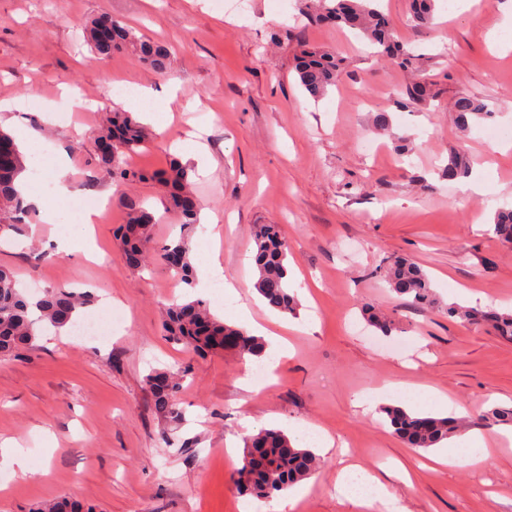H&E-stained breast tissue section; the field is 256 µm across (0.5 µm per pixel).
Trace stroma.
I'll return each mask as SVG.
<instances>
[{"label": "stroma", "mask_w": 512, "mask_h": 512, "mask_svg": "<svg viewBox=\"0 0 512 512\" xmlns=\"http://www.w3.org/2000/svg\"><path fill=\"white\" fill-rule=\"evenodd\" d=\"M224 2L0 0V100L26 105L0 112V130L32 131L35 162L46 174L54 172L52 158L65 153L72 192L106 197L94 226L102 261L87 258L81 245L58 251L56 237L79 235L72 203L53 224L34 213L39 236L26 228L0 233V265L28 292L91 291L95 301L84 316L112 325L110 336L87 341L47 330L34 351L0 360V437L28 452L30 469L0 488V512H30L63 496L96 512H239L233 474L246 416L265 428H299L315 452H322L319 436L335 441L288 512H385L382 503L359 508L339 495L337 477L351 463L391 485L407 512H512V446L501 440L507 427L473 425L471 434L490 441L487 457L440 464L437 449L408 447L369 404L380 389L383 403L430 412L428 386L447 395L458 416L512 405V343L444 311L453 303L512 309V250L487 231L497 209L512 206V147L494 136L495 128L512 127V50L487 40L492 32L512 40V10L497 0L471 9L438 0L434 26L415 28L410 0H382L397 38L429 56L425 78L439 99L420 112L392 106L402 72L374 61L346 30L306 25L302 0H246L240 12ZM100 15L167 44L169 73L155 75L126 54L99 59L81 27ZM302 41L336 54L344 67L336 87L316 100L293 71ZM114 78L178 88L164 127L148 126V141L128 159L147 180L125 188L97 160ZM459 91L494 112L486 135L461 131L449 112ZM71 92L87 109L68 108ZM387 107L394 132L410 141V156L372 130L373 113ZM200 128L212 167L202 175L193 158L185 163L199 206L220 222L187 233L150 175L166 169L178 143ZM369 142L381 153L366 152ZM459 147L472 156L480 187L443 176ZM132 198L154 214L153 249L186 239L198 272L218 246L230 279L255 274L247 264L254 225H280L300 306L285 315L259 301L254 316L274 332L298 318L314 324L288 332L294 353L275 383L245 391L248 369L233 352L202 356L167 339L163 320L173 301L204 300L229 323L236 303L211 287L186 288L162 258L144 270L128 265L118 231ZM393 256L429 274L439 311L415 309L383 288L373 271ZM365 305L394 322L390 335L363 338ZM154 369L187 370L180 420L156 412L145 382Z\"/></svg>", "instance_id": "35a3bbf8"}]
</instances>
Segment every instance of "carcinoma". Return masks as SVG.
Returning <instances> with one entry per match:
<instances>
[{
	"label": "carcinoma",
	"mask_w": 512,
	"mask_h": 512,
	"mask_svg": "<svg viewBox=\"0 0 512 512\" xmlns=\"http://www.w3.org/2000/svg\"><path fill=\"white\" fill-rule=\"evenodd\" d=\"M381 0H304V13L311 25L332 24L362 35L376 48V56L402 71H420V61L425 55L400 42L395 27L379 7ZM436 0H412L411 22L416 27H427L434 19ZM106 25L112 27V42L100 39ZM86 39L99 56L124 53L146 64L154 73L163 75L172 65L169 49L158 41H146L136 36L132 29L110 16L94 18L86 29ZM294 71L299 84L312 97L318 98L328 88L336 85L342 75V63L336 56L317 47L300 45L294 58ZM429 84L413 81L401 88L398 106H427L436 97ZM453 111L460 125L466 129L480 125L494 117L483 100L473 94L460 93L454 97ZM373 128L392 137L394 148L400 155L411 151L409 140L392 131V116L386 109L374 113ZM148 133L133 112H114L108 127L99 140H116L109 153L98 152L99 162L110 167L113 181L127 185L147 178V174L127 167L125 157L136 152ZM472 161L463 151L448 157L444 172L448 180L466 176ZM24 168L19 152L6 163L0 164V210L14 212L15 222L0 224L3 229H15L25 222L30 206L15 189V181ZM166 188L173 210L180 216L182 225L196 224L197 198L192 190L188 168L173 160L164 171L155 175ZM128 223L120 228L125 252L144 261L150 249L148 234L154 216L135 201L128 202ZM493 237L506 248L512 249V209H501L495 215L490 229ZM253 236L256 250L253 253L257 273L256 290L265 304L282 313H295L299 304L298 294L288 275V243L277 224H258ZM163 259L175 270L181 280L193 285V269L188 257L185 240L165 247ZM387 287L401 298L422 311L438 309L427 274L415 263L396 257L379 268ZM94 302L89 291L58 288L40 298L26 296L16 286L13 272L0 266V357L21 354L36 346L44 326L56 329L73 326L83 308ZM450 318L463 323L490 326L503 339H512V311L492 305L461 306L450 304L446 308ZM367 320L383 334L390 333L394 324L388 317L371 309L366 310ZM165 335L175 344H183L197 351L213 349L231 350L240 357L261 356L265 351L262 339L250 336L234 325L217 319L206 302L196 299L173 303L166 311L163 322ZM184 372L168 374L153 370L146 376L154 407L166 418L177 420L181 416L176 395L182 389ZM386 423L393 432L413 448H433L457 437L463 432V421L455 416H439L408 411L400 406L381 408ZM488 426H512V406H495L481 415ZM243 454L233 480L241 493L265 501L287 490L290 486L313 475L321 466V459L313 451L299 446L287 434L274 429H261L243 439ZM262 448L264 453L255 456L252 449ZM35 512H84V507L66 497L46 501Z\"/></svg>",
	"instance_id": "cac0c4a2"
}]
</instances>
